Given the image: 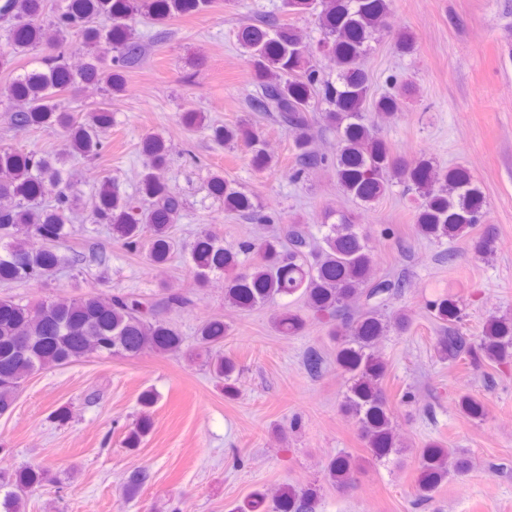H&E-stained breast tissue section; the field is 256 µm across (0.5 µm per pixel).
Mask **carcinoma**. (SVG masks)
<instances>
[{
    "mask_svg": "<svg viewBox=\"0 0 512 512\" xmlns=\"http://www.w3.org/2000/svg\"><path fill=\"white\" fill-rule=\"evenodd\" d=\"M217 0H0V71L8 84L0 89L11 124L25 130L55 127L64 136L53 151H21L0 146V282L39 281L50 272L77 267L87 260L104 265V253L90 257L61 251L72 233L79 192L72 169L81 160L101 155L105 133L112 128V96L126 91L124 74L145 59L138 25L211 11ZM285 16L308 15L320 31V51L333 61L324 74L315 63V49L292 23L260 18L243 25L238 42L253 70L255 92L246 98L251 111L267 112L292 133L288 174L300 181L312 169L331 164L343 193L370 207L397 183L413 193L410 207L417 233L428 239L466 242V251L479 260L496 254L493 227L486 223L487 204L474 176L463 167L441 170L424 156L397 154L382 136L378 119L396 118L407 108L408 87L370 98L371 77L365 61L375 51L386 27L392 0H282ZM401 55L416 50L415 37L393 35ZM78 53L83 62L70 67ZM106 84V98L93 110L78 113L69 103L92 83ZM336 130L338 146L332 161L320 151L316 120ZM184 127L207 131L212 142L233 148L244 142L252 164L270 168L261 135L242 120L219 123L204 112H184ZM146 163L135 195L120 193L115 178L104 177L91 204L92 223L112 228V240L146 261L167 263L177 242L173 224L180 219L182 201L156 175L166 164L164 141L150 135L142 142ZM211 193L224 198V209L247 221L279 224L288 220V240L277 236L256 241L247 236L234 249L209 232L200 233L189 249L193 286L202 288L224 278V302L250 310L292 297L330 326L336 343V366L346 376L341 407L349 413L372 461L383 464L403 452L396 436L383 387L387 363L376 349L391 330L405 333L410 318L402 310L387 311V302L403 288V279H370L371 249L366 234L350 215L330 210L316 238L297 216L263 214L256 198L218 172L210 179ZM255 253L245 265L240 256ZM367 304L350 310L354 298ZM192 304V289L164 287L142 298L131 293L79 297L57 295L37 302L0 299V415L8 412L32 374L52 366L88 359L134 358L146 351L176 353L185 339L165 317ZM426 310L441 327L434 346L441 361L461 363L476 372L512 364V317L493 314L481 335L463 326L460 301L442 294L427 301ZM306 320L288 309L276 315L274 330L283 336L300 334ZM230 327L215 316L202 323L195 336L196 358L223 385L224 396L237 392V364L224 355ZM158 400L149 389L141 393L140 416L127 430L124 447L134 450L151 433L150 409ZM460 410L473 419L484 415L483 403L471 394L460 396ZM361 460L347 453L330 458L324 479L339 489L354 486ZM471 459L443 444L426 443L416 456L413 503L423 506L448 478L465 477ZM150 478L145 469L129 475L125 490L133 495ZM50 480L43 467H24L0 474V512H24V494ZM321 488L283 484L274 492L254 491L236 512H319Z\"/></svg>",
    "mask_w": 512,
    "mask_h": 512,
    "instance_id": "carcinoma-1",
    "label": "carcinoma"
}]
</instances>
